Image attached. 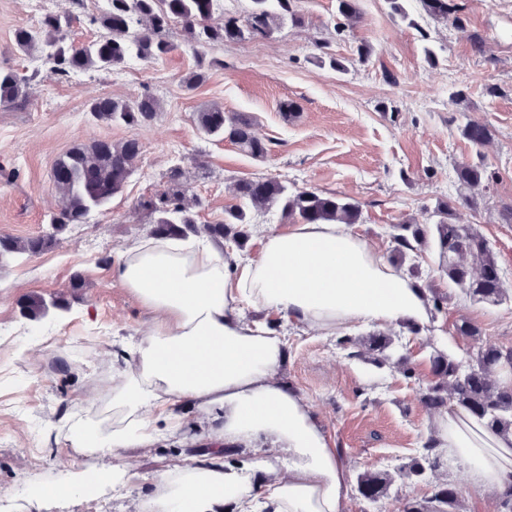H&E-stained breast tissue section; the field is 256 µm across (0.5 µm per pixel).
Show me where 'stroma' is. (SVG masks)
I'll use <instances>...</instances> for the list:
<instances>
[{
  "label": "stroma",
  "instance_id": "1",
  "mask_svg": "<svg viewBox=\"0 0 512 512\" xmlns=\"http://www.w3.org/2000/svg\"><path fill=\"white\" fill-rule=\"evenodd\" d=\"M457 2L459 27L430 18L419 0H402L400 15L387 0H357L362 19L340 37L334 31L336 0H300L302 25L208 49L214 64L192 89L184 79L197 61L182 28L174 25L167 38L175 49L161 60L134 58L116 71L47 80L35 86L25 105L0 106V167L13 174L8 181L0 178V237L51 233L50 218L61 204L53 164L74 143H119L134 136L143 144L122 191L93 209L85 223L70 226L38 255L0 260V512H140L162 468L188 457L207 460L216 446L207 430H197L185 441L162 439L126 452L121 464L131 475L127 484L67 498L29 492L56 480L59 457L73 456L74 471L81 475L94 468V459L73 455L52 427L75 411V394L83 395L86 406H96L99 392L112 383L108 363L124 357L128 341L151 325L152 313L114 269L121 250L149 234L138 203L166 188L171 169L183 172L191 194L200 199L198 220L204 224L223 217L233 201V184L243 178L279 179L292 190L350 197L362 208L352 232L386 255L394 225L431 223L436 203L458 194L457 165L482 160L490 175L483 203L475 212L457 208L455 221L474 225L490 241L512 293V223L501 216L512 204V0ZM106 8L107 0H88L79 8L73 0H48L38 13L29 0H0V68L47 71L40 55L13 47L15 29L37 26L43 13L76 14L68 35L84 45L99 34L88 16ZM477 38L484 54L471 49ZM321 42L329 43L346 72L316 63ZM363 42L372 47L365 63L356 53ZM387 70L397 75V83L384 79ZM489 84L501 88V95L488 96ZM146 89L162 105L148 125L105 124L89 112L94 99H131ZM459 90L464 96L458 100ZM288 102L296 103V111L285 110ZM215 104L254 117L256 135L270 148L265 160L198 130L195 113ZM469 118L493 130L482 150L460 134ZM410 261L421 272V284L446 291L448 302L428 333L415 335L400 325L380 330L392 340L384 365H375L367 353L348 357L335 336L308 333L292 323L281 326L287 360L279 378L311 405L352 477L343 512H391L394 501L425 499L435 485L462 488L463 467L453 462L422 478L397 474L418 456L437 419L420 402L422 389L435 379L432 357L440 350L471 363L480 337L512 347V296L497 306L472 302L441 275L434 248ZM77 276L84 283L78 290L71 286ZM30 294L48 304L36 322L19 306ZM464 319L479 328V337L457 332ZM27 332L45 337L32 358L20 356L16 346ZM402 356L414 366V378L404 377ZM364 472L392 474L389 498L370 502L358 494L355 479Z\"/></svg>",
  "mask_w": 512,
  "mask_h": 512
}]
</instances>
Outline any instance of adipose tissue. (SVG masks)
Segmentation results:
<instances>
[{
	"label": "adipose tissue",
	"mask_w": 512,
	"mask_h": 512,
	"mask_svg": "<svg viewBox=\"0 0 512 512\" xmlns=\"http://www.w3.org/2000/svg\"><path fill=\"white\" fill-rule=\"evenodd\" d=\"M116 277L156 314L112 365L101 411L59 421L76 452L97 459L99 487L129 479L131 448L182 436L196 410L230 446L255 449L228 466L222 455L188 459L158 473L144 512H342L349 471L308 403L278 371L286 343L268 317L325 335L357 322L432 326L429 292L345 224H296L268 231L253 256L225 253L204 236L148 235L127 246ZM440 454L461 463L470 489L512 500V434L489 430L470 413H443L432 427ZM285 456L287 473L274 457Z\"/></svg>",
	"instance_id": "adipose-tissue-1"
}]
</instances>
